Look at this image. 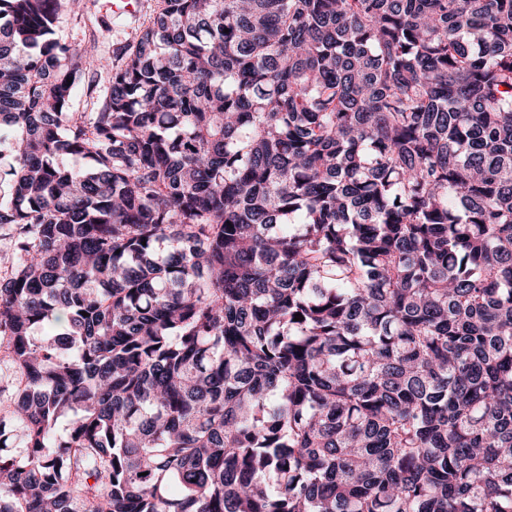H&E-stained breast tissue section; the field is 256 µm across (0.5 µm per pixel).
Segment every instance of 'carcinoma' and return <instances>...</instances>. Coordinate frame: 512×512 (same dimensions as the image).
<instances>
[{"label": "carcinoma", "mask_w": 512, "mask_h": 512, "mask_svg": "<svg viewBox=\"0 0 512 512\" xmlns=\"http://www.w3.org/2000/svg\"><path fill=\"white\" fill-rule=\"evenodd\" d=\"M64 1L0 0V512H512V0H159L115 64ZM95 82L99 87L107 86L108 83V74L106 71H98L97 74L92 70L87 71L85 77H83L80 87L76 93L75 98L73 99L71 111L73 112H88L90 111V105L86 102V98L83 92V86L88 82Z\"/></svg>", "instance_id": "obj_1"}]
</instances>
